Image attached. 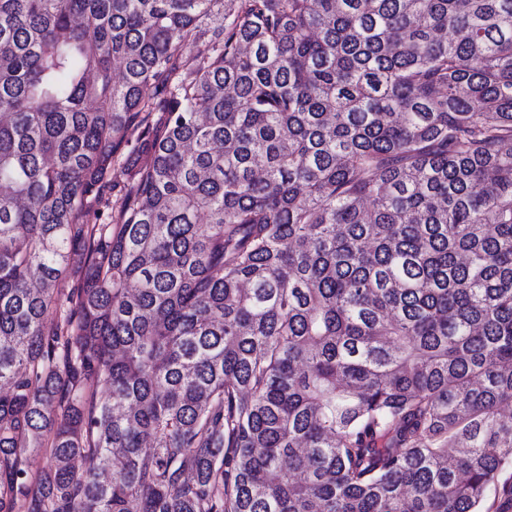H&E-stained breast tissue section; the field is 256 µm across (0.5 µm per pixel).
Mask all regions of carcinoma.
<instances>
[{
	"label": "carcinoma",
	"instance_id": "cac0c4a2",
	"mask_svg": "<svg viewBox=\"0 0 512 512\" xmlns=\"http://www.w3.org/2000/svg\"><path fill=\"white\" fill-rule=\"evenodd\" d=\"M506 407L512 0H0V512H512Z\"/></svg>",
	"mask_w": 512,
	"mask_h": 512
}]
</instances>
